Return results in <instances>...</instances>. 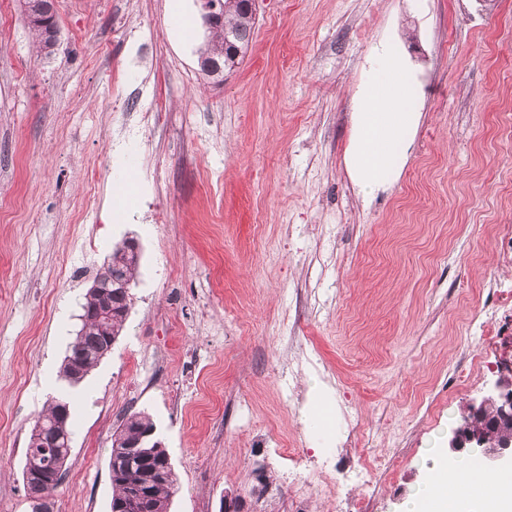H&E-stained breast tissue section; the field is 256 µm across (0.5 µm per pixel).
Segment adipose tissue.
<instances>
[{
  "instance_id": "1",
  "label": "adipose tissue",
  "mask_w": 512,
  "mask_h": 512,
  "mask_svg": "<svg viewBox=\"0 0 512 512\" xmlns=\"http://www.w3.org/2000/svg\"><path fill=\"white\" fill-rule=\"evenodd\" d=\"M406 69L397 50L381 47L370 80L355 98L349 167L357 184L369 191L385 183L402 162L416 120L409 92L400 82ZM433 469L437 482L419 487L406 512H512V469L488 473L439 456Z\"/></svg>"
}]
</instances>
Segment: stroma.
<instances>
[{"label": "stroma", "mask_w": 512, "mask_h": 512, "mask_svg": "<svg viewBox=\"0 0 512 512\" xmlns=\"http://www.w3.org/2000/svg\"><path fill=\"white\" fill-rule=\"evenodd\" d=\"M57 18L41 56L0 0V512H32L31 426L72 390L50 512H109L112 434L139 411L178 478L170 512L231 495L241 512H402L512 359V0H259L218 84L169 0H58ZM384 43L420 119L366 195L345 156ZM128 238L130 314L69 388L84 295Z\"/></svg>", "instance_id": "35a3bbf8"}]
</instances>
